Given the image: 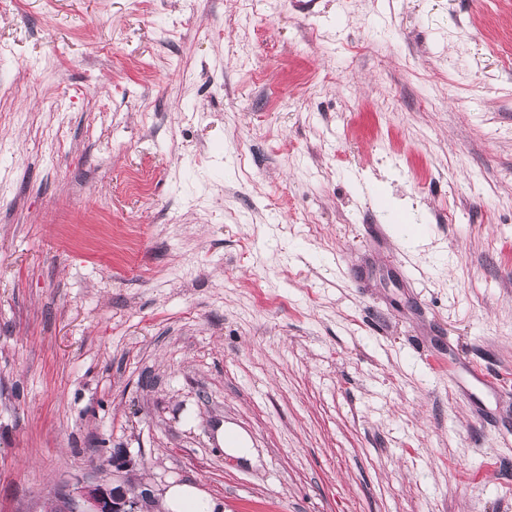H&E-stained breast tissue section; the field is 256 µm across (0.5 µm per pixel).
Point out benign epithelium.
<instances>
[{
	"label": "benign epithelium",
	"mask_w": 512,
	"mask_h": 512,
	"mask_svg": "<svg viewBox=\"0 0 512 512\" xmlns=\"http://www.w3.org/2000/svg\"><path fill=\"white\" fill-rule=\"evenodd\" d=\"M149 497L148 490L138 484L104 483L80 491L78 497L55 506V512H145Z\"/></svg>",
	"instance_id": "7a95c632"
}]
</instances>
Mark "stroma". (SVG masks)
<instances>
[{
    "instance_id": "stroma-1",
    "label": "stroma",
    "mask_w": 512,
    "mask_h": 512,
    "mask_svg": "<svg viewBox=\"0 0 512 512\" xmlns=\"http://www.w3.org/2000/svg\"><path fill=\"white\" fill-rule=\"evenodd\" d=\"M112 481L512 512V0H0V512Z\"/></svg>"
}]
</instances>
